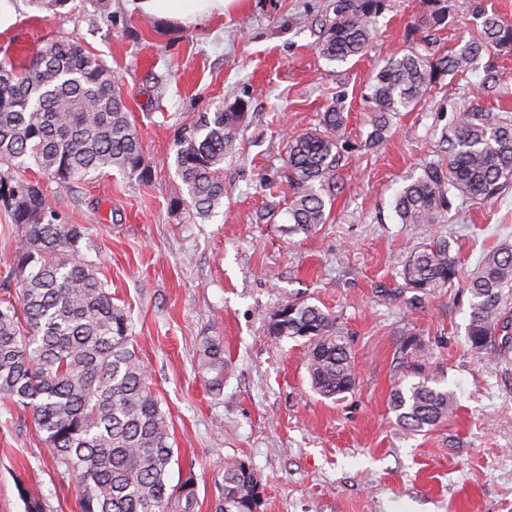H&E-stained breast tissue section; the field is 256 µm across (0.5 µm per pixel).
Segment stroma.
<instances>
[{
  "mask_svg": "<svg viewBox=\"0 0 512 512\" xmlns=\"http://www.w3.org/2000/svg\"><path fill=\"white\" fill-rule=\"evenodd\" d=\"M512 22V0H448L444 26L419 21L430 0H387L366 56L345 63L316 48L332 0H241L184 27L128 10L123 0H24L0 32V58L20 62L56 40H77L123 88L149 180L117 170L69 187L40 177L48 205L88 229L81 247L99 262L113 303L131 319L133 344L169 414L177 462L171 483L194 477L195 512H212L224 464L250 461L262 479L260 512H512V342L476 353L467 340L464 279L483 252L512 244V188L477 203L453 197L444 223H400L396 192L440 156L459 113L512 121V56L488 52L447 76L371 144L365 100L376 68L396 51L448 52L476 30L475 7ZM242 99L250 110L224 162V201L190 223L170 202L177 131L202 112ZM340 101L346 145L330 221L288 234L289 142L315 130ZM442 236L460 278L411 307L401 271ZM306 301L332 311L357 375L355 389L314 393L304 342L277 338L267 317ZM210 336L224 343V392L197 372ZM415 346H408V339ZM454 393L456 412L432 431L402 430L389 393L414 367ZM79 512L76 482L55 469L30 412L0 399V512Z\"/></svg>",
  "mask_w": 512,
  "mask_h": 512,
  "instance_id": "obj_1",
  "label": "stroma"
}]
</instances>
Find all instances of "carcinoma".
Here are the masks:
<instances>
[{
    "instance_id": "cac0c4a2",
    "label": "carcinoma",
    "mask_w": 512,
    "mask_h": 512,
    "mask_svg": "<svg viewBox=\"0 0 512 512\" xmlns=\"http://www.w3.org/2000/svg\"><path fill=\"white\" fill-rule=\"evenodd\" d=\"M447 0H432L422 25L436 29L448 17ZM386 0H335L317 50L329 62L361 56ZM478 34L436 56L413 48L390 57L373 78L372 131L385 138L391 121L415 109L448 73L472 69L482 53L512 54V24L480 12ZM248 104L241 99L205 112L174 142L175 174L186 195L171 208L207 220L224 200V159L233 154ZM342 112L334 105L320 128L289 144L286 163L288 232L310 234L327 223L341 161ZM440 160L424 166L396 194L403 224H437L450 194L487 201L512 187V123L491 112H461L443 133ZM35 165L62 186L115 168L150 177L123 92L112 70L78 42H56L27 63L0 60V203L21 229L22 243L0 290V397L32 414L56 469L79 487L80 512H195L193 477L170 484L174 448L168 414L136 352L129 316L112 303L98 263L82 253L86 227L48 207L39 183L9 171ZM7 170H2V167ZM415 292L410 304L457 276L448 240L434 238L403 268ZM16 288H10V283ZM467 338L472 349L493 347L512 288V245L486 252L466 281ZM275 337L304 338L311 387L323 398L350 392L355 375L346 335L336 316L316 304L288 302L267 320ZM199 373L209 391L224 387V342L208 338ZM398 384L390 409L407 431L426 432L453 412V394L435 380ZM213 512H260L262 483L241 459L224 464Z\"/></svg>"
}]
</instances>
